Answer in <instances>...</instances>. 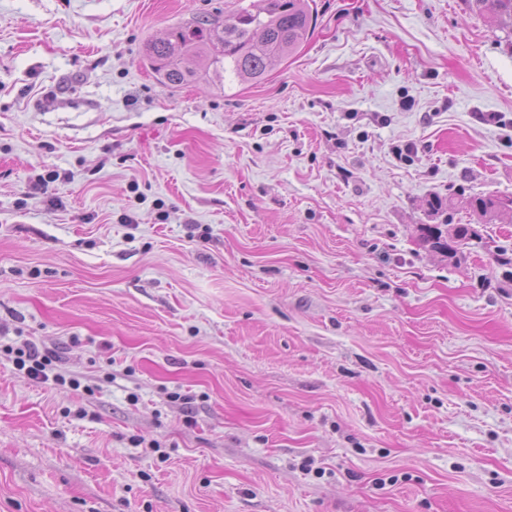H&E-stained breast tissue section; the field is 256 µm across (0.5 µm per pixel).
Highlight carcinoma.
<instances>
[{
	"label": "carcinoma",
	"instance_id": "1",
	"mask_svg": "<svg viewBox=\"0 0 512 512\" xmlns=\"http://www.w3.org/2000/svg\"><path fill=\"white\" fill-rule=\"evenodd\" d=\"M253 12L233 11L229 18L203 14L171 27L164 37L145 45V57L158 79L169 86H183L210 74L223 80L232 76L240 83L261 80L278 61L305 42L312 30L313 14L308 0H262ZM488 22L512 19V0H471ZM512 207V199L474 196L467 208L483 223L491 224ZM422 240L431 249L458 254V246L474 236L468 224L444 231L440 225L423 224Z\"/></svg>",
	"mask_w": 512,
	"mask_h": 512
}]
</instances>
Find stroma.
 Wrapping results in <instances>:
<instances>
[{
	"label": "stroma",
	"mask_w": 512,
	"mask_h": 512,
	"mask_svg": "<svg viewBox=\"0 0 512 512\" xmlns=\"http://www.w3.org/2000/svg\"><path fill=\"white\" fill-rule=\"evenodd\" d=\"M257 3L0 0V512H512L506 30L313 0L262 81L157 80ZM467 208L477 214L484 224H493L510 206L512 199H502L495 196H474L468 200ZM420 230L423 242L427 243L431 249L455 256L459 250L457 246H461L475 234L470 224H454L448 228L446 236L439 224H423ZM58 358L47 351L40 352L35 346H29L26 351L17 352L13 359L15 369L22 372L24 375L31 379H39L44 382L50 380L54 384H65L69 382V385L73 389L78 390L81 387V383L78 379L69 378L67 379L64 375L58 372H53V362H56Z\"/></svg>",
	"instance_id": "obj_1"
}]
</instances>
